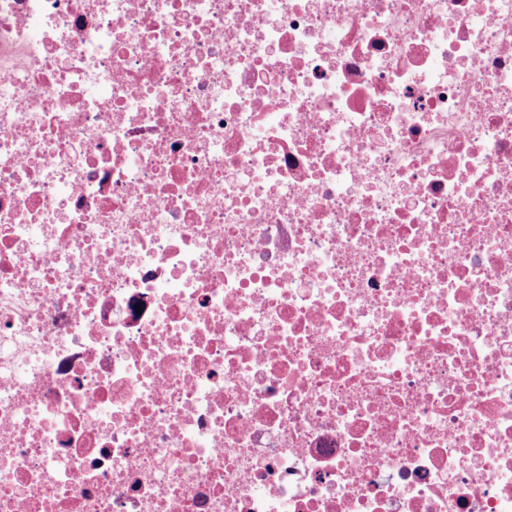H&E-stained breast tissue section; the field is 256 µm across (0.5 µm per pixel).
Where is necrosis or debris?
I'll return each instance as SVG.
<instances>
[{
    "label": "necrosis or debris",
    "instance_id": "obj_1",
    "mask_svg": "<svg viewBox=\"0 0 512 512\" xmlns=\"http://www.w3.org/2000/svg\"><path fill=\"white\" fill-rule=\"evenodd\" d=\"M0 512H512V0H0Z\"/></svg>",
    "mask_w": 512,
    "mask_h": 512
}]
</instances>
